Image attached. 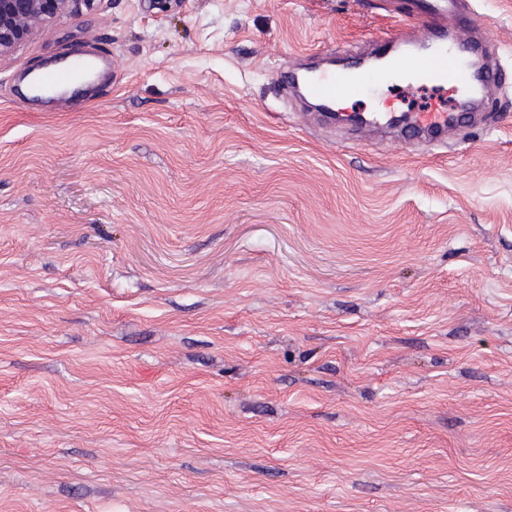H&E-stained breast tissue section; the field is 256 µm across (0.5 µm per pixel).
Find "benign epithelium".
<instances>
[{
	"mask_svg": "<svg viewBox=\"0 0 512 512\" xmlns=\"http://www.w3.org/2000/svg\"><path fill=\"white\" fill-rule=\"evenodd\" d=\"M76 0H0V56L16 51Z\"/></svg>",
	"mask_w": 512,
	"mask_h": 512,
	"instance_id": "1",
	"label": "benign epithelium"
}]
</instances>
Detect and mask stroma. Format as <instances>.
<instances>
[{"instance_id":"1","label":"stroma","mask_w":512,"mask_h":512,"mask_svg":"<svg viewBox=\"0 0 512 512\" xmlns=\"http://www.w3.org/2000/svg\"><path fill=\"white\" fill-rule=\"evenodd\" d=\"M472 5L505 82L438 147L278 81L390 0H79L0 58V512H512V0ZM74 53L68 54L62 62H57L52 65L44 67L37 75V81L45 86H57L69 83L78 70L88 68L90 61L82 52L77 54L75 60L78 64L72 62L71 56Z\"/></svg>"}]
</instances>
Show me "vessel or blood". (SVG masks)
Listing matches in <instances>:
<instances>
[{
    "label": "vessel or blood",
    "mask_w": 512,
    "mask_h": 512,
    "mask_svg": "<svg viewBox=\"0 0 512 512\" xmlns=\"http://www.w3.org/2000/svg\"><path fill=\"white\" fill-rule=\"evenodd\" d=\"M411 15L416 26L373 40L370 56L348 54L351 71L310 70L301 74L288 70L283 74V85L304 88L331 115L338 112L341 100L386 78L449 87L448 109L400 113L392 101L381 99L370 118L374 125L407 123L414 133L436 142L473 121L474 105L489 100L497 89L490 80L497 68L489 63L483 45L471 39V31L480 18L464 11L462 0H414ZM89 65L81 53L76 60L44 67L37 80L45 86L63 85L74 78L78 69Z\"/></svg>",
    "instance_id": "obj_1"
}]
</instances>
